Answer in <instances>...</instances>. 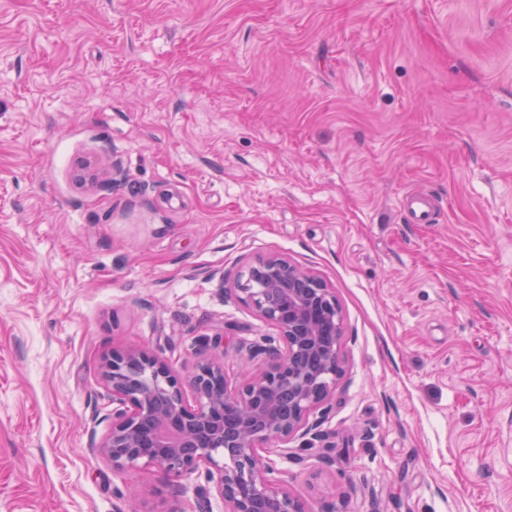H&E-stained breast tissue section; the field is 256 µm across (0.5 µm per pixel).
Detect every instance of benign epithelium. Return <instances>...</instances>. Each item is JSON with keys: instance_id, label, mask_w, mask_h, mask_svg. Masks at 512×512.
<instances>
[{"instance_id": "7a95c632", "label": "benign epithelium", "mask_w": 512, "mask_h": 512, "mask_svg": "<svg viewBox=\"0 0 512 512\" xmlns=\"http://www.w3.org/2000/svg\"><path fill=\"white\" fill-rule=\"evenodd\" d=\"M234 295L276 331L247 349L243 379L228 381L214 357L183 376L140 345L114 350L100 364L112 431L96 452L120 470H201L224 512H308L273 478L269 454L317 436L309 416L343 373L341 309L324 281L280 254L258 259Z\"/></svg>"}]
</instances>
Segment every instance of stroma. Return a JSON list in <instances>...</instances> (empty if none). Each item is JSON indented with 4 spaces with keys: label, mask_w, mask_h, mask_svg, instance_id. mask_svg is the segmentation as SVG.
I'll use <instances>...</instances> for the list:
<instances>
[{
    "label": "stroma",
    "mask_w": 512,
    "mask_h": 512,
    "mask_svg": "<svg viewBox=\"0 0 512 512\" xmlns=\"http://www.w3.org/2000/svg\"><path fill=\"white\" fill-rule=\"evenodd\" d=\"M270 253L345 323L289 492L512 512V0H0V512H195L95 454L100 363L220 334L238 381L274 330L221 290ZM433 200L429 195L416 194L406 198V209L414 224H430Z\"/></svg>",
    "instance_id": "stroma-1"
}]
</instances>
